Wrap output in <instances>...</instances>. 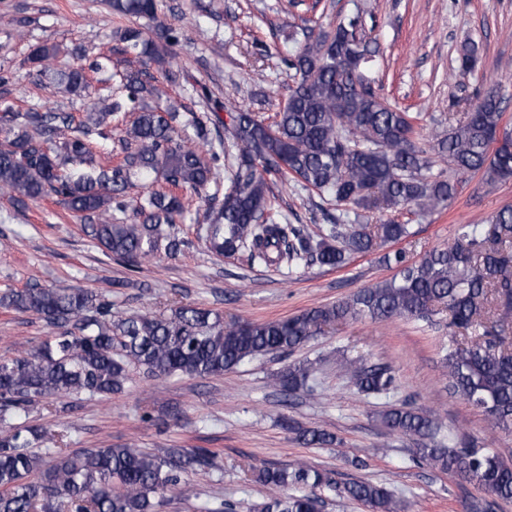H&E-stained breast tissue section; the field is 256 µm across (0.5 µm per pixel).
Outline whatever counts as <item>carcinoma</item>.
<instances>
[{"mask_svg": "<svg viewBox=\"0 0 512 512\" xmlns=\"http://www.w3.org/2000/svg\"><path fill=\"white\" fill-rule=\"evenodd\" d=\"M112 13L131 24L119 32L113 52L129 55L120 73L123 93L97 89L90 74L112 58L87 64L81 47L59 59L54 46H37L28 56L36 77L48 75L66 92L83 99L87 112L10 105L0 113V194L23 210L52 198L79 221L84 233L112 258L134 271L164 251L176 258L187 242L171 232L186 210L187 194H199L214 180L223 146L235 155L224 165V193L208 196L201 239L219 257H244L293 273L313 265L338 267L354 254L413 235L412 225L389 219L366 224L361 211H396L414 205L422 214L451 203L458 176L484 172L491 179L512 177V131L503 126L501 99L491 89L459 119L448 116V133L432 150L418 142L420 112L393 108L364 75L373 51L350 18L325 29L317 20L290 35L303 37L295 54L282 59L294 81L274 112L263 117L238 107L224 121L219 108L181 113L162 107L164 91L152 84L148 65L176 54L179 33L160 13L159 0H110ZM146 18L150 25H133ZM459 68L475 70L478 47L467 44ZM123 125L120 158L96 162L108 126ZM190 126L193 137L180 135ZM446 159L457 177L432 173ZM161 176L166 187L138 200L135 180ZM292 181L344 208L328 217L318 234L304 224H284L274 209L271 184ZM398 269L390 280L364 288L331 305L307 309L262 323L229 322L193 305L125 315L112 295L97 289L32 283L0 293V308L30 312L49 329L34 348L0 360V512H58L69 502L74 512H159L168 492L189 491L184 475L215 466L206 448L148 450L135 442L112 448L71 452L64 435L28 422L37 404L50 411V399L75 394L112 396L124 392L134 370L151 377H209L240 364L291 352L340 321L393 318L431 321L434 305L448 310L450 324L472 330L466 342L448 347L443 366L448 392L480 408L493 427L512 429V208L486 224H461L454 242L419 261L403 251L387 256ZM338 366L368 396L389 393L396 383L386 364L343 356ZM311 367L293 365L271 384L295 393L309 385ZM392 433L416 438L414 460L467 479L498 500L512 501V466L478 447L464 434L436 439L439 422L404 404L383 412ZM307 446L325 445L323 430L299 433ZM257 480L268 489L261 512H321L322 493L336 490L326 472L301 463L292 470L264 468ZM343 494L370 512H397L386 487L355 481Z\"/></svg>", "mask_w": 512, "mask_h": 512, "instance_id": "obj_1", "label": "carcinoma"}]
</instances>
